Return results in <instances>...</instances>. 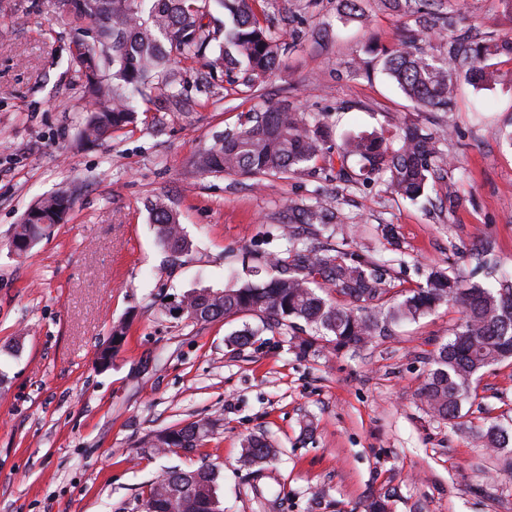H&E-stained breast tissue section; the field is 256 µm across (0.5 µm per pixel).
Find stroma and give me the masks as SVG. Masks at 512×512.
I'll return each mask as SVG.
<instances>
[{
	"label": "stroma",
	"instance_id": "obj_1",
	"mask_svg": "<svg viewBox=\"0 0 512 512\" xmlns=\"http://www.w3.org/2000/svg\"><path fill=\"white\" fill-rule=\"evenodd\" d=\"M362 7L349 22L342 0H266L282 48L258 89L221 73L203 84L197 64L181 104L156 102L111 139L83 144L87 102L68 65L78 28L64 0H0V512H143L164 470L204 463L221 472L224 512H361L384 493L391 512H512V454L480 437L512 420V361L485 370L462 423L418 398L458 305L357 351L305 355L286 330L227 345L234 331L259 325L252 314L208 323L171 313L172 299L231 287L259 257L285 256L289 207L317 201L356 225L347 249L388 264L390 295L417 288L434 266L482 280L472 251L487 238L500 271L512 273V147L496 136L512 129V55L489 59L495 80L485 87L455 67L445 112L417 109L379 71L382 51L405 39L440 57L456 35L512 41V8L436 0L441 33L384 0ZM271 99L325 114L335 147L357 134L390 138L407 123L453 127L441 145L452 164L414 202L378 180L339 181L322 160L316 174L283 179L193 167L217 134ZM62 189L74 197L68 222L16 257V224ZM162 195L193 242L176 259L149 218ZM385 224L396 245L383 238ZM119 323L127 337L99 369L97 353ZM201 418L214 423L206 447L153 448L157 432ZM260 433L280 454L258 471L240 456L242 440Z\"/></svg>",
	"mask_w": 512,
	"mask_h": 512
}]
</instances>
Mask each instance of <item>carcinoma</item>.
Instances as JSON below:
<instances>
[{
    "label": "carcinoma",
    "instance_id": "carcinoma-1",
    "mask_svg": "<svg viewBox=\"0 0 512 512\" xmlns=\"http://www.w3.org/2000/svg\"><path fill=\"white\" fill-rule=\"evenodd\" d=\"M70 13L92 24L90 38L72 41L69 65L81 74L88 106L80 136L96 142L112 137L134 122L138 101L155 98L178 101L182 94V67L171 62L172 51L181 61H204L210 72L244 74L245 84L263 81L279 63V37L265 25L262 0H67ZM224 13V27L213 31L203 20L211 8ZM512 52V42L490 45L454 39L449 60L439 59L404 40L385 50L381 70L416 106L443 110L453 85L448 62L470 60L467 79L483 84L491 74L481 62L499 51ZM441 134L411 123L398 133L399 145L390 148L375 134L348 138L338 152L336 178L353 182L348 161L358 159L361 175H377L391 193L409 200L422 196L440 168ZM334 165L329 130L320 119L309 120L284 102H269L249 112L239 127L224 132L195 160L203 174H241L285 177L319 160ZM72 206L66 190L41 198L17 225L12 244L25 256L43 234L41 221L62 224ZM149 213L160 247L169 254L186 255L192 249L170 200L158 196ZM346 220L319 202L294 207L288 216L287 257L269 262L272 270L260 281L247 280L221 291L199 289L176 302L182 316L196 314L210 322L239 314H255L261 326L245 327L228 338L237 348L249 345L260 330L289 329L304 335L299 348L317 341L335 349L362 348L391 326L415 322L443 303H458L462 318L452 336L441 345L420 391L435 415L452 421L464 417L479 374L487 367L512 360V278L497 276L486 286L470 284L461 273L432 268L425 283L392 303L385 269L371 258L336 246H309L299 242L298 224L325 231ZM213 435L205 420H195L154 435V447L202 448ZM482 437L498 449L512 444V429L490 424ZM276 455L262 435L242 442V458L261 466ZM219 471L211 464L193 470L173 467L149 483L144 512H224L218 494Z\"/></svg>",
    "mask_w": 512,
    "mask_h": 512
}]
</instances>
